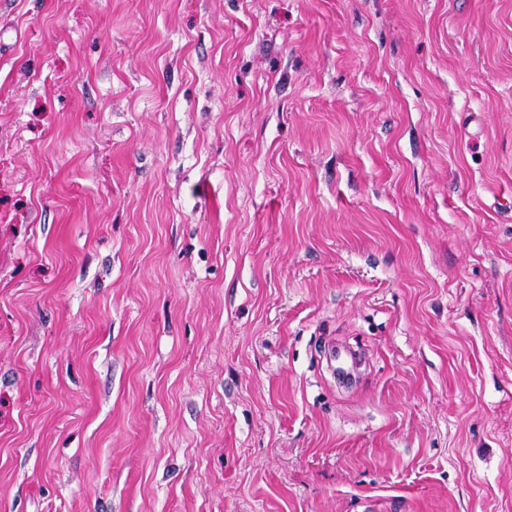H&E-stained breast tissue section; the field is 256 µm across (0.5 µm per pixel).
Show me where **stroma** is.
Segmentation results:
<instances>
[{
    "label": "stroma",
    "instance_id": "stroma-1",
    "mask_svg": "<svg viewBox=\"0 0 512 512\" xmlns=\"http://www.w3.org/2000/svg\"><path fill=\"white\" fill-rule=\"evenodd\" d=\"M370 502L512 512V0H0V512Z\"/></svg>",
    "mask_w": 512,
    "mask_h": 512
}]
</instances>
